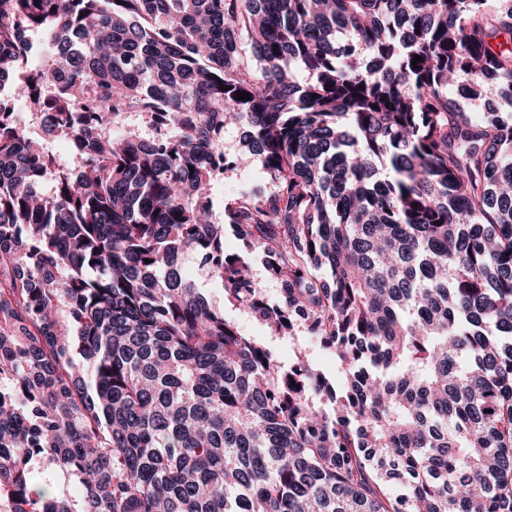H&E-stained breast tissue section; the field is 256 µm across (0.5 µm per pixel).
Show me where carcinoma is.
Here are the masks:
<instances>
[{
    "mask_svg": "<svg viewBox=\"0 0 512 512\" xmlns=\"http://www.w3.org/2000/svg\"><path fill=\"white\" fill-rule=\"evenodd\" d=\"M486 2L0 0V98L50 86L29 110L82 155L0 111V512H512V0ZM128 114L166 124L112 136ZM230 120L275 189L216 223ZM188 253L336 371L242 335ZM18 105L22 109L21 104L19 103ZM22 112L27 113L26 130L28 133L34 136L45 138L50 149L52 150V154L64 158L71 164L72 167H77L79 165L78 161L74 160L69 155L68 143L65 139L53 136H51V138L49 135H47L41 125L40 118L36 115H33L30 110L26 108V106L24 109H22ZM250 267L254 279L263 286L266 298L271 302L275 301L278 297V286L267 277L262 256L257 253L250 255Z\"/></svg>",
    "mask_w": 512,
    "mask_h": 512,
    "instance_id": "1",
    "label": "carcinoma"
}]
</instances>
